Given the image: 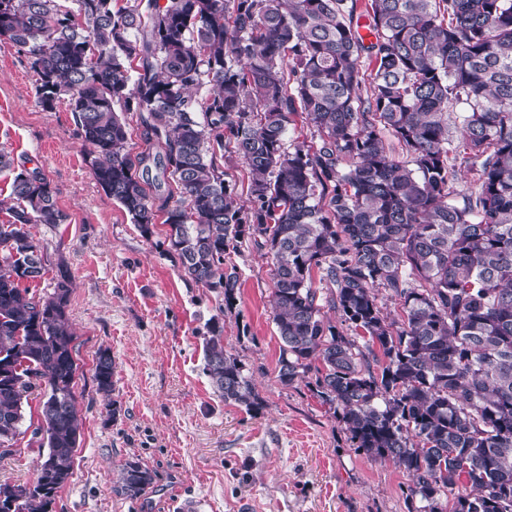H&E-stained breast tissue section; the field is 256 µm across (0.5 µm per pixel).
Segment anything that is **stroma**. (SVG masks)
<instances>
[{
    "label": "stroma",
    "instance_id": "35a3bbf8",
    "mask_svg": "<svg viewBox=\"0 0 512 512\" xmlns=\"http://www.w3.org/2000/svg\"><path fill=\"white\" fill-rule=\"evenodd\" d=\"M0 149L14 162L0 172V199L9 197L14 171L35 168L67 215L62 224L29 227L47 268L29 293L48 297L68 278L80 366V444L52 512H175L178 499L195 500L196 512H417L409 473L355 447L318 397L315 373L279 383L270 256L250 240L232 253L240 287L230 307L184 276L162 252L166 225L155 223L144 237L102 191L68 100L43 111L28 57L11 47L0 49ZM214 319L258 407L225 403L204 374L203 338ZM103 349L115 364L108 398L93 380ZM40 400L35 392L23 405L22 433L0 456L1 482L36 479ZM133 457L156 473L134 500L117 491L120 466Z\"/></svg>",
    "mask_w": 512,
    "mask_h": 512
}]
</instances>
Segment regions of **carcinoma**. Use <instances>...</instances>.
<instances>
[{"mask_svg":"<svg viewBox=\"0 0 512 512\" xmlns=\"http://www.w3.org/2000/svg\"><path fill=\"white\" fill-rule=\"evenodd\" d=\"M72 2L0 0V47L28 54L42 110L69 97L103 192L147 238L163 216L165 253L227 306L239 275L224 260L260 239L279 382L316 371L357 447L412 476L420 512H512V0ZM127 114L142 128L136 153ZM297 116L316 140L289 136ZM452 118L478 175L459 198ZM226 152L249 171L243 202L217 163ZM11 195L0 224V451L42 387L36 434L48 452L33 484L0 482V512L12 502L52 512L82 425L70 287L62 278L37 300L21 283L46 271L27 226L66 215L36 169L13 176ZM384 297L403 319H388ZM209 333L215 391L258 405L219 323ZM113 376L103 350L93 379L105 397ZM154 482L139 459L121 465L126 497Z\"/></svg>","mask_w":512,"mask_h":512,"instance_id":"obj_1","label":"carcinoma"}]
</instances>
